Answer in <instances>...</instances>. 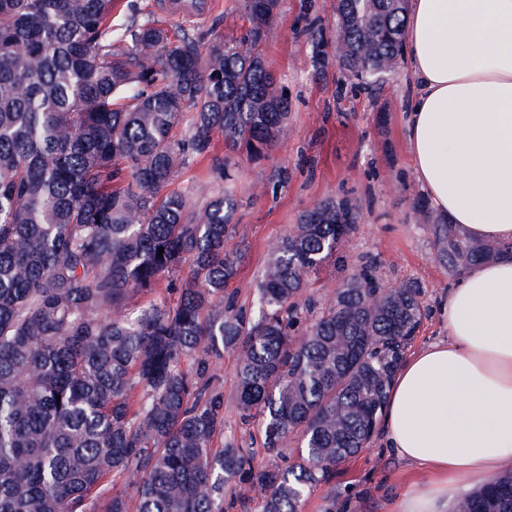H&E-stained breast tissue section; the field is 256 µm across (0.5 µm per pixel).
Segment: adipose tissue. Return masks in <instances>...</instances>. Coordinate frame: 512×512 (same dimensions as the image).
I'll list each match as a JSON object with an SVG mask.
<instances>
[{"instance_id":"obj_1","label":"adipose tissue","mask_w":512,"mask_h":512,"mask_svg":"<svg viewBox=\"0 0 512 512\" xmlns=\"http://www.w3.org/2000/svg\"><path fill=\"white\" fill-rule=\"evenodd\" d=\"M403 53L421 191L471 239L512 243V0H411ZM439 317L446 339L402 361L384 409L386 447L435 475L395 512H448L512 468V254L464 274Z\"/></svg>"}]
</instances>
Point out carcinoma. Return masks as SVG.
<instances>
[{
  "instance_id": "1",
  "label": "carcinoma",
  "mask_w": 512,
  "mask_h": 512,
  "mask_svg": "<svg viewBox=\"0 0 512 512\" xmlns=\"http://www.w3.org/2000/svg\"><path fill=\"white\" fill-rule=\"evenodd\" d=\"M406 2L336 0L351 76L400 67ZM116 5L0 0V512H224L241 485L259 512H301L375 435L421 290L381 287L364 256L330 303L304 297L343 264L359 219L328 199L271 244L256 312L224 294L239 206L224 182L236 154L259 158L289 133L288 95L262 54L280 0H239L248 28L204 51L155 16L114 27ZM216 139L225 156L205 202L170 188ZM428 229L454 276L512 251L448 221ZM166 277L174 303L156 296ZM227 348L260 448L215 447L224 394L208 370ZM294 434L297 464L259 460ZM128 473L131 498L112 491ZM456 512H512V474Z\"/></svg>"
}]
</instances>
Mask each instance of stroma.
Here are the masks:
<instances>
[{"label": "stroma", "instance_id": "obj_1", "mask_svg": "<svg viewBox=\"0 0 512 512\" xmlns=\"http://www.w3.org/2000/svg\"><path fill=\"white\" fill-rule=\"evenodd\" d=\"M336 0H281L264 57L289 91L290 133L256 161L239 157L231 188L240 200L236 231L225 248L239 267L228 288L240 306L251 307L270 243L283 237L300 214L327 198L352 199L361 209L358 224L344 242V267H326L310 291L319 302L332 299L345 269L360 257L375 256L385 285L413 282L421 288L425 310L421 327L407 347L415 353L444 338L438 306L454 277L440 263L419 219L429 202L420 190L407 146L406 119L413 88L405 69L369 88L338 65ZM180 34L201 45L240 33L248 22L236 0H216L198 19L168 17ZM237 353L225 350L209 375L224 392V433L220 440L259 447L236 408ZM431 474L394 456L380 441L340 464L335 477L306 494L302 512H392L410 487L431 481Z\"/></svg>", "mask_w": 512, "mask_h": 512}]
</instances>
